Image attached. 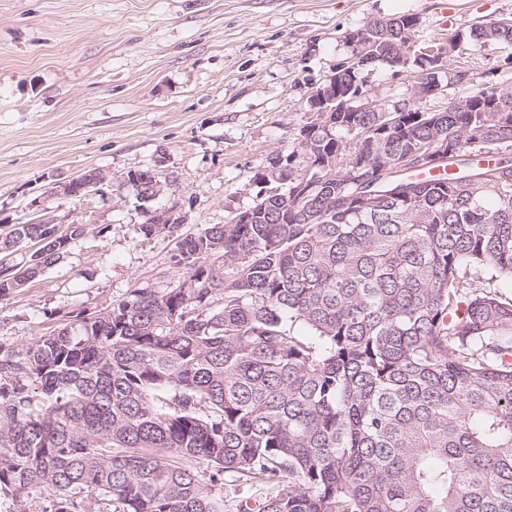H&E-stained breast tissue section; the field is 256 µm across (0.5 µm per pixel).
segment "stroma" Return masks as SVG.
I'll return each mask as SVG.
<instances>
[{"instance_id": "obj_1", "label": "stroma", "mask_w": 512, "mask_h": 512, "mask_svg": "<svg viewBox=\"0 0 512 512\" xmlns=\"http://www.w3.org/2000/svg\"><path fill=\"white\" fill-rule=\"evenodd\" d=\"M412 14L431 42L492 19L512 0H0V231L29 220L77 222L63 256L0 296V348L104 308L133 288L180 277L178 236L252 205L256 178L296 154L313 92L353 54L348 32ZM360 77L386 108L412 99L413 74L376 63ZM512 92V46L477 42L444 60V109L469 80ZM112 181L70 203L56 183L89 169ZM154 170L161 194L141 206L128 171ZM177 206V235L144 236L146 208ZM270 490L228 474L224 512Z\"/></svg>"}]
</instances>
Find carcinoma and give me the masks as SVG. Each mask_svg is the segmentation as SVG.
<instances>
[{"instance_id":"cac0c4a2","label":"carcinoma","mask_w":512,"mask_h":512,"mask_svg":"<svg viewBox=\"0 0 512 512\" xmlns=\"http://www.w3.org/2000/svg\"><path fill=\"white\" fill-rule=\"evenodd\" d=\"M405 18L380 21L379 54L413 39ZM491 24L458 54L512 45ZM468 95L497 111L331 113L299 147L311 166L336 142L333 198L266 196L256 221L182 238L183 277L0 354V490L39 488L52 512L90 495L223 512L212 486L231 473L278 485L251 512H512V299L493 285L512 280V94ZM437 136L444 159L379 175L410 191L356 205L348 141L373 165ZM54 233L12 224L0 253L39 239L33 277L65 253ZM17 273L0 265V295Z\"/></svg>"}]
</instances>
